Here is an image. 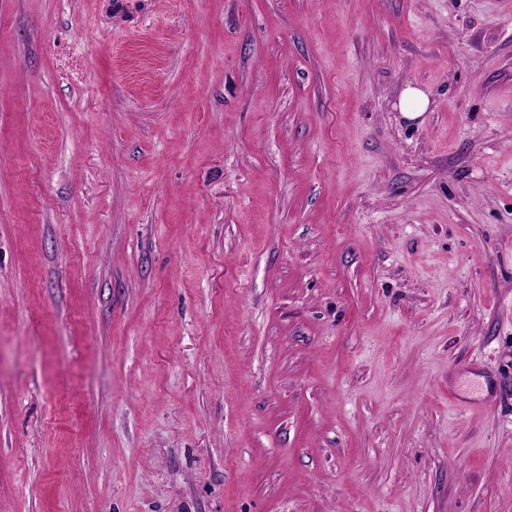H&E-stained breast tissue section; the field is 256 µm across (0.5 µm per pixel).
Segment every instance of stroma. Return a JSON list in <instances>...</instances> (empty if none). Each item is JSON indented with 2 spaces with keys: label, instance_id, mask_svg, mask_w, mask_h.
<instances>
[{
  "label": "stroma",
  "instance_id": "1",
  "mask_svg": "<svg viewBox=\"0 0 512 512\" xmlns=\"http://www.w3.org/2000/svg\"><path fill=\"white\" fill-rule=\"evenodd\" d=\"M0 512H512V0H0ZM429 106L428 96L419 88L407 87L401 94L398 108L409 117L426 112Z\"/></svg>",
  "mask_w": 512,
  "mask_h": 512
}]
</instances>
